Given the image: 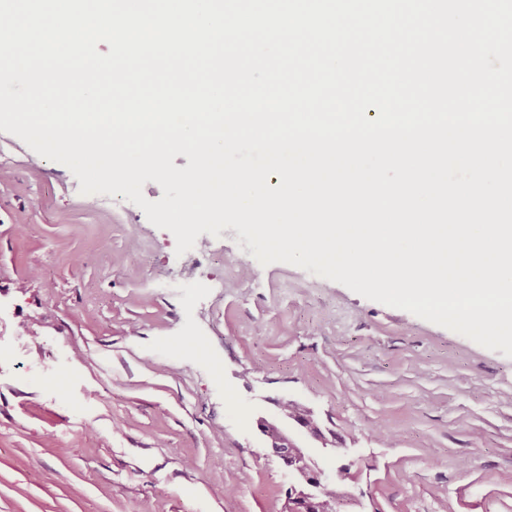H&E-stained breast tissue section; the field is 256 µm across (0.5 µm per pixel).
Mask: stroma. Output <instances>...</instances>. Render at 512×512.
I'll return each instance as SVG.
<instances>
[{"label": "stroma", "mask_w": 512, "mask_h": 512, "mask_svg": "<svg viewBox=\"0 0 512 512\" xmlns=\"http://www.w3.org/2000/svg\"><path fill=\"white\" fill-rule=\"evenodd\" d=\"M0 132V512H282L256 429L292 401L349 470L344 512H512V357L225 229L171 232ZM212 249L208 244L201 245L199 248L186 254L184 258V267L192 274H203L209 269L212 263Z\"/></svg>", "instance_id": "obj_1"}]
</instances>
